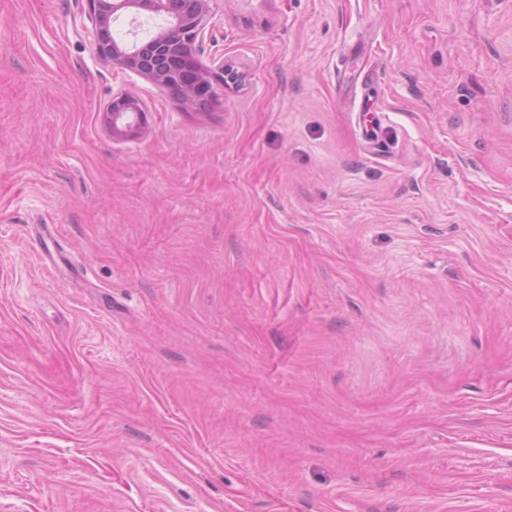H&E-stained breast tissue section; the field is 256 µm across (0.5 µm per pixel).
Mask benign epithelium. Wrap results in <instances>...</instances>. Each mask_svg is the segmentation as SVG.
I'll return each mask as SVG.
<instances>
[{
  "instance_id": "obj_1",
  "label": "benign epithelium",
  "mask_w": 512,
  "mask_h": 512,
  "mask_svg": "<svg viewBox=\"0 0 512 512\" xmlns=\"http://www.w3.org/2000/svg\"><path fill=\"white\" fill-rule=\"evenodd\" d=\"M97 57L104 63L146 78L161 90L175 92L186 107L219 97L218 87L236 86L242 75L233 66L216 69L197 59L183 61L184 49L196 51L204 37L211 0H87ZM130 8L163 24L148 37L123 43L112 25ZM103 121L117 139H132L144 130V110L130 92H121L103 109Z\"/></svg>"
}]
</instances>
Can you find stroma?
Instances as JSON below:
<instances>
[{"instance_id": "1", "label": "stroma", "mask_w": 512, "mask_h": 512, "mask_svg": "<svg viewBox=\"0 0 512 512\" xmlns=\"http://www.w3.org/2000/svg\"><path fill=\"white\" fill-rule=\"evenodd\" d=\"M87 14L0 0V512H512V0H213L196 108ZM102 116L114 138L132 139L144 130V110L140 100L130 92L113 96Z\"/></svg>"}]
</instances>
